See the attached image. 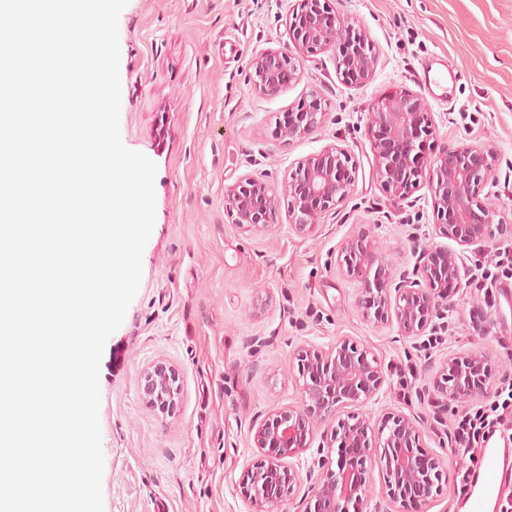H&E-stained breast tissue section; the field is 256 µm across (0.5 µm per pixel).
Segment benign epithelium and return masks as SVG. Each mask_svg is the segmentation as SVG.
<instances>
[{"instance_id": "1", "label": "benign epithelium", "mask_w": 512, "mask_h": 512, "mask_svg": "<svg viewBox=\"0 0 512 512\" xmlns=\"http://www.w3.org/2000/svg\"><path fill=\"white\" fill-rule=\"evenodd\" d=\"M332 0H292L289 38L308 53L339 46L336 72L353 87L367 84L377 68V55L366 32L341 18ZM250 91L272 99L298 83L301 68L289 47L268 48L252 55ZM327 113L315 93L279 123V136L300 140L318 131ZM367 135L376 180L394 201L406 199L425 184L431 195L435 231L460 247H482L495 233L512 234L498 210L477 201L480 189L494 177L496 151L489 144H470L436 152L431 148L432 116L418 93L393 91L378 97L367 113ZM358 167L350 151L335 143L298 160L277 191L264 179L247 176L224 189V212L248 232H265L279 224L280 196L288 198L291 229L306 235L321 216L335 209L354 190ZM339 266L357 282V307L377 325L394 323L399 335L417 340L433 337L439 320L465 288L460 253L434 245L420 251L413 276L394 277L376 244L364 235L349 238ZM302 394L299 406L273 408L254 424L253 442L267 452L252 482L240 487L250 512H281L294 501L299 512H359L371 489V468L378 467L381 494L390 506L408 505L428 512L441 457L424 441L421 424L406 414L384 408L371 412L387 376L374 351L348 337L328 349L301 345L292 356ZM491 359L484 353L459 350L440 362L434 388L446 405H464L487 391ZM147 404L163 410L176 404L180 386L170 365L158 360L141 373ZM324 428L325 443L311 456L307 469L297 460L311 450L314 434ZM337 458H332V450ZM311 480L308 495L301 494Z\"/></svg>"}]
</instances>
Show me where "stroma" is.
Masks as SVG:
<instances>
[{"mask_svg": "<svg viewBox=\"0 0 512 512\" xmlns=\"http://www.w3.org/2000/svg\"><path fill=\"white\" fill-rule=\"evenodd\" d=\"M339 11L372 42L373 79L344 84L333 47L301 54L300 81L273 99L250 91L249 60L288 42L286 0H129L120 14V131L157 165L156 218L140 287L100 365L104 512H249L240 487L262 457L253 424L300 404L294 349L341 336L372 348L387 373L380 407L419 418L442 457L429 512H461L471 497L450 445L458 411L435 418L428 388L442 354L458 349L487 353L493 384L512 379V301L483 303L512 286L492 261L512 235L462 251L468 283L433 347L364 319L338 254L364 233L393 272L409 273L437 238L427 187L395 203L373 177L368 107L393 90L428 102L436 149H496L479 199L512 218V0H343ZM313 91L326 123L280 138L283 113ZM331 143L349 149L358 179L312 233L284 220L262 234L231 223L225 187L248 175L281 187L295 162ZM158 360L181 385L166 411L141 394L140 373Z\"/></svg>", "mask_w": 512, "mask_h": 512, "instance_id": "35a3bbf8", "label": "stroma"}]
</instances>
